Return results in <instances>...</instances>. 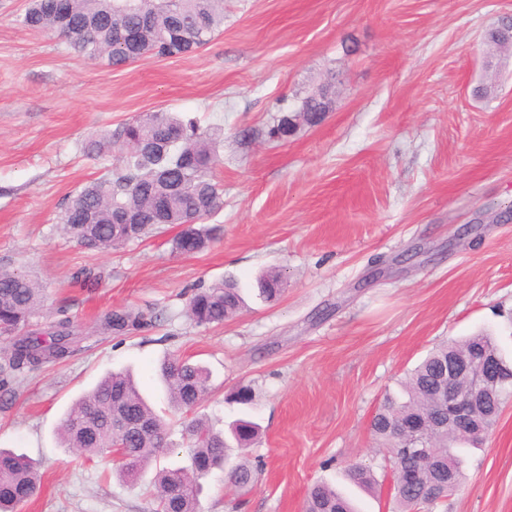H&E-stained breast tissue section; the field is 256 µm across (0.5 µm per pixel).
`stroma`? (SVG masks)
Here are the masks:
<instances>
[{
    "mask_svg": "<svg viewBox=\"0 0 512 512\" xmlns=\"http://www.w3.org/2000/svg\"><path fill=\"white\" fill-rule=\"evenodd\" d=\"M28 4L0 0V269L41 281L32 330L65 317L79 342L0 400V448L41 473L20 512H152L156 471L190 464L159 375L173 354L209 371L197 417L221 432L245 414L260 426L258 483L241 492L213 470L198 512H303L318 482L359 512H393L370 434L384 396L446 339L483 331L512 360V59L489 69L484 41L512 0H224L208 44L120 68L25 28ZM324 84V120L270 139ZM154 112L218 131L212 175L224 207L204 220L214 240L175 253L168 226L110 252L82 249L61 214L120 154L91 157L85 143ZM83 269L95 287L74 284ZM272 269L284 291L266 302L256 281ZM225 279L244 308L218 326L190 321L195 289ZM116 308L162 318L104 332ZM125 370L169 419L170 450L136 480L117 476L110 456L84 461L59 436L73 403ZM242 386L255 394L247 409L226 400ZM464 458L462 487L437 512H512V396ZM354 462L373 468L375 492L345 480Z\"/></svg>",
    "mask_w": 512,
    "mask_h": 512,
    "instance_id": "stroma-1",
    "label": "stroma"
}]
</instances>
